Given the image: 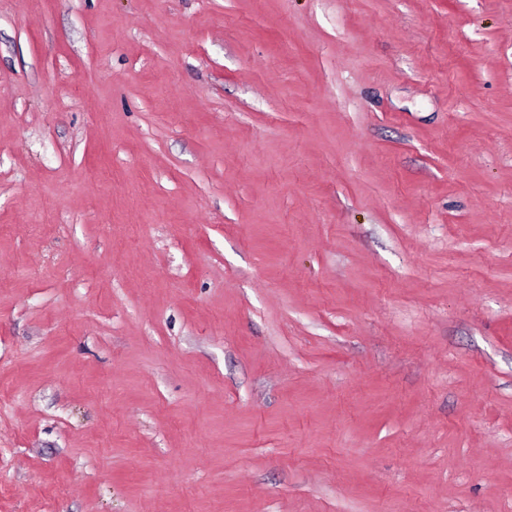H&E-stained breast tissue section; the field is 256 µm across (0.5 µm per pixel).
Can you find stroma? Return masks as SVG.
Wrapping results in <instances>:
<instances>
[{"label":"stroma","mask_w":512,"mask_h":512,"mask_svg":"<svg viewBox=\"0 0 512 512\" xmlns=\"http://www.w3.org/2000/svg\"><path fill=\"white\" fill-rule=\"evenodd\" d=\"M0 512H512V0H0Z\"/></svg>","instance_id":"1"}]
</instances>
